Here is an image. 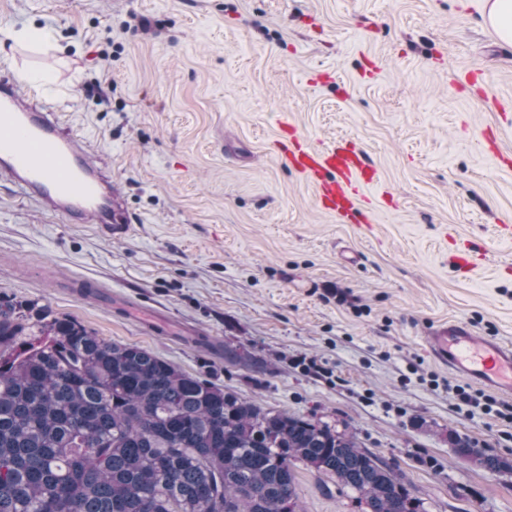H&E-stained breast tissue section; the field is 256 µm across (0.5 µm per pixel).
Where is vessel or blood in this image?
<instances>
[{"instance_id":"1","label":"vessel or blood","mask_w":512,"mask_h":512,"mask_svg":"<svg viewBox=\"0 0 512 512\" xmlns=\"http://www.w3.org/2000/svg\"><path fill=\"white\" fill-rule=\"evenodd\" d=\"M286 162L317 189L323 208L343 213L354 206L373 172L347 144L295 148ZM0 182L67 224L96 225L101 236H125L131 218L112 187L108 161L90 158V141L38 93H21L14 74L0 76ZM424 341L438 363L455 375L512 397V342L448 321Z\"/></svg>"}]
</instances>
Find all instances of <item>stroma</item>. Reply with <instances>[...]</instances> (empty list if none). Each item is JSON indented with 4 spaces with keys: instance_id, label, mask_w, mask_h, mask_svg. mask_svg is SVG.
Here are the masks:
<instances>
[{
    "instance_id": "obj_1",
    "label": "stroma",
    "mask_w": 512,
    "mask_h": 512,
    "mask_svg": "<svg viewBox=\"0 0 512 512\" xmlns=\"http://www.w3.org/2000/svg\"><path fill=\"white\" fill-rule=\"evenodd\" d=\"M31 26L53 41L2 35ZM4 69L110 157L133 223L108 241L0 186V293L352 432L425 512H512V474L455 448L512 461V424L449 399L423 342L443 320L512 341V44L480 0H0ZM342 139L374 168L345 218L281 162ZM298 478L304 512H361ZM460 453L467 456L477 467L484 468L492 472L501 471L508 467L512 468L511 463L503 458L489 456L469 444H460Z\"/></svg>"
}]
</instances>
